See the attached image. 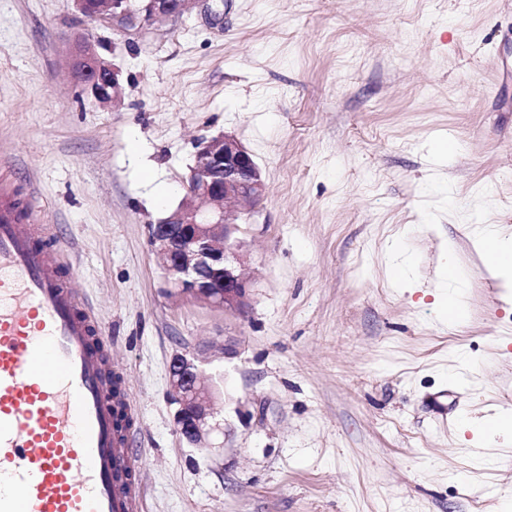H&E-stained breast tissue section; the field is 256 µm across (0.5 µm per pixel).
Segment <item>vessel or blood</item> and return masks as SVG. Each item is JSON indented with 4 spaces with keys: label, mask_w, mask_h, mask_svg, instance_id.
Instances as JSON below:
<instances>
[{
    "label": "vessel or blood",
    "mask_w": 512,
    "mask_h": 512,
    "mask_svg": "<svg viewBox=\"0 0 512 512\" xmlns=\"http://www.w3.org/2000/svg\"><path fill=\"white\" fill-rule=\"evenodd\" d=\"M70 248L0 189V512H140L130 398Z\"/></svg>",
    "instance_id": "1"
}]
</instances>
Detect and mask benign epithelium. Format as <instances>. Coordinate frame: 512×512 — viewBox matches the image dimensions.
Masks as SVG:
<instances>
[{"mask_svg":"<svg viewBox=\"0 0 512 512\" xmlns=\"http://www.w3.org/2000/svg\"><path fill=\"white\" fill-rule=\"evenodd\" d=\"M133 11L127 0H109L112 16L123 28L182 15L192 0H140ZM78 78L84 93L100 101L121 98L120 71L90 49L87 39L74 44ZM185 199L150 226V245L170 287L179 295L224 308L235 314L247 304L249 288L239 272L240 244L236 237L241 214L259 201L265 184L251 154L226 135L199 144L194 166L185 181ZM170 397L178 406L177 432L199 447L211 431L213 398L199 365L183 354L169 363Z\"/></svg>","mask_w":512,"mask_h":512,"instance_id":"benign-epithelium-1","label":"benign epithelium"}]
</instances>
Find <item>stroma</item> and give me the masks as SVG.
<instances>
[{"instance_id":"35a3bbf8","label":"stroma","mask_w":512,"mask_h":512,"mask_svg":"<svg viewBox=\"0 0 512 512\" xmlns=\"http://www.w3.org/2000/svg\"><path fill=\"white\" fill-rule=\"evenodd\" d=\"M77 33L119 70V102L83 92ZM222 134L266 184L239 232L236 315L171 294L149 242L198 142ZM0 183L74 245L137 420L142 512L512 499V446L474 468L462 426L512 411V286L475 245L488 226L512 235V0H191L128 32L73 0H0ZM396 248L414 292L393 279ZM446 250L466 303L452 328ZM185 353L222 425L204 449L169 397Z\"/></svg>"}]
</instances>
